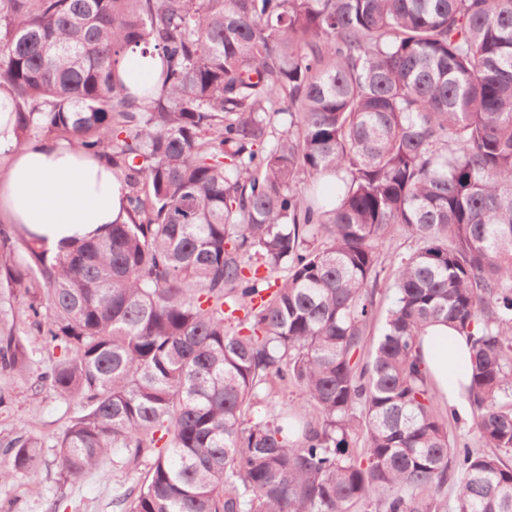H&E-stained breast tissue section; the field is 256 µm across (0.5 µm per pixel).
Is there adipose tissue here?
<instances>
[{
    "mask_svg": "<svg viewBox=\"0 0 512 512\" xmlns=\"http://www.w3.org/2000/svg\"><path fill=\"white\" fill-rule=\"evenodd\" d=\"M13 109L10 87L0 86V154L9 157L0 175V222L16 225L59 253L125 220V190L111 164L65 140L34 139L16 146ZM421 352L435 387L458 413H465V337L448 326H432L422 338Z\"/></svg>",
    "mask_w": 512,
    "mask_h": 512,
    "instance_id": "ef3b65f1",
    "label": "adipose tissue"
}]
</instances>
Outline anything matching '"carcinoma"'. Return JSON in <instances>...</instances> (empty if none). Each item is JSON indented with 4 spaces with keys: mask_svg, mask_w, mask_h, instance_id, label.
<instances>
[{
    "mask_svg": "<svg viewBox=\"0 0 512 512\" xmlns=\"http://www.w3.org/2000/svg\"><path fill=\"white\" fill-rule=\"evenodd\" d=\"M140 45L162 69L133 90ZM2 83L17 145L56 134L125 189L128 222L65 252L0 229L76 407L62 475L157 454L125 512H512V0H0ZM395 227L417 248L384 277ZM436 322L492 453L448 435ZM28 361L1 332L0 374ZM40 447L8 441L0 484ZM159 68V54L152 49H147V54H143L142 46H139L128 52L120 67L119 77L127 85L153 82L154 74ZM422 360L435 387L458 413L466 412L462 383L466 381L469 351L465 336L452 328L438 324L427 330L421 342ZM445 401H439V412L448 418V431L454 436L475 442L472 417L467 408L466 418L455 416Z\"/></svg>",
    "mask_w": 512,
    "mask_h": 512,
    "instance_id": "1",
    "label": "carcinoma"
}]
</instances>
